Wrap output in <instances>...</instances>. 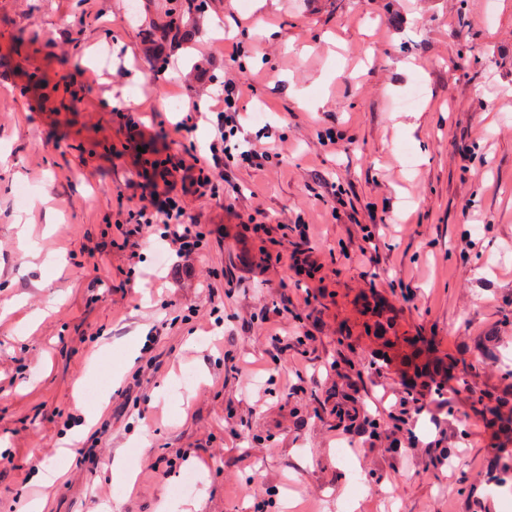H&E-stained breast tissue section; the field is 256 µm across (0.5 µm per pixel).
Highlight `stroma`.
<instances>
[{"instance_id":"1","label":"stroma","mask_w":512,"mask_h":512,"mask_svg":"<svg viewBox=\"0 0 512 512\" xmlns=\"http://www.w3.org/2000/svg\"><path fill=\"white\" fill-rule=\"evenodd\" d=\"M166 2L0 0V512H507L454 492L500 444L468 399L452 469L425 415L337 457L329 410L387 415L428 360L512 393V0H207L172 43ZM229 71L282 157L201 197L214 129L174 125ZM155 152L210 230L189 260L123 240Z\"/></svg>"}]
</instances>
